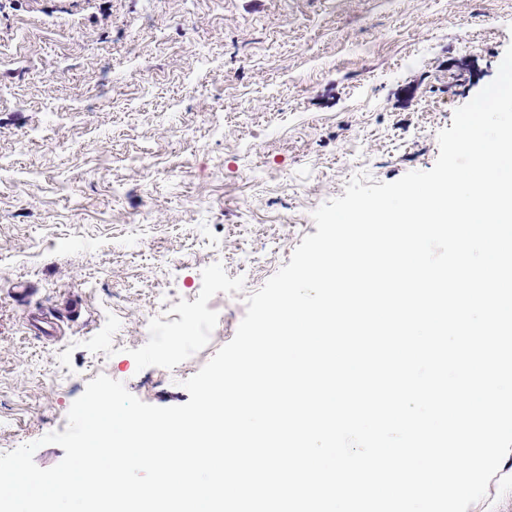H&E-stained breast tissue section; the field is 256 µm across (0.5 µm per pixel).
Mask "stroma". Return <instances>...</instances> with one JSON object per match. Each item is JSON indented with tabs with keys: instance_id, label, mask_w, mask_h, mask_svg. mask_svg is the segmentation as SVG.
Wrapping results in <instances>:
<instances>
[{
	"instance_id": "obj_1",
	"label": "stroma",
	"mask_w": 512,
	"mask_h": 512,
	"mask_svg": "<svg viewBox=\"0 0 512 512\" xmlns=\"http://www.w3.org/2000/svg\"><path fill=\"white\" fill-rule=\"evenodd\" d=\"M511 45L512 0H0V453L101 374L188 402L313 211L430 170Z\"/></svg>"
}]
</instances>
